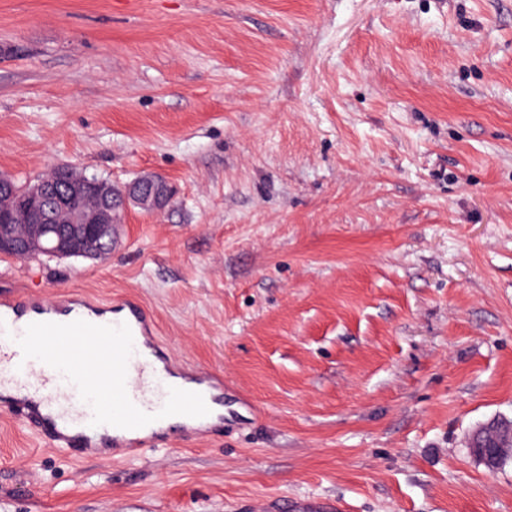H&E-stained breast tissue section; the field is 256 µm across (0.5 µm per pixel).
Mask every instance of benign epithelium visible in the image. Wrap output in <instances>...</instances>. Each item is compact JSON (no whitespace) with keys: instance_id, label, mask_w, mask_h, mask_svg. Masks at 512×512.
Here are the masks:
<instances>
[{"instance_id":"obj_1","label":"benign epithelium","mask_w":512,"mask_h":512,"mask_svg":"<svg viewBox=\"0 0 512 512\" xmlns=\"http://www.w3.org/2000/svg\"><path fill=\"white\" fill-rule=\"evenodd\" d=\"M170 199L169 183L158 176H143L118 188L61 166L21 192L0 174V253L20 259L40 251L99 258L117 242L128 208L157 213ZM468 448L479 463L495 471L501 461L512 458V422L487 421L472 433Z\"/></svg>"}]
</instances>
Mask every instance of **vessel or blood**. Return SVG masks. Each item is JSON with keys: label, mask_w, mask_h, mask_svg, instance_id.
Returning a JSON list of instances; mask_svg holds the SVG:
<instances>
[{"label": "vessel or blood", "mask_w": 512, "mask_h": 512, "mask_svg": "<svg viewBox=\"0 0 512 512\" xmlns=\"http://www.w3.org/2000/svg\"><path fill=\"white\" fill-rule=\"evenodd\" d=\"M152 313L131 298L97 303L0 297V408L71 457L137 459L168 445L167 419L187 438L216 429L224 376L174 381ZM341 512L340 502L270 499L262 512Z\"/></svg>", "instance_id": "vessel-or-blood-1"}]
</instances>
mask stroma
I'll list each match as a JSON object with an SVG mask.
<instances>
[{
  "mask_svg": "<svg viewBox=\"0 0 512 512\" xmlns=\"http://www.w3.org/2000/svg\"><path fill=\"white\" fill-rule=\"evenodd\" d=\"M174 188L0 295L134 294L222 433L72 459L0 412V512H512V0H0V174ZM468 448L479 463L494 472L501 461L512 458V422L500 418L487 421L472 433ZM288 509L292 510L291 512H343L342 504L339 501L324 504L300 500L288 506L279 500L269 499L262 505L263 512H282V510Z\"/></svg>",
  "mask_w": 512,
  "mask_h": 512,
  "instance_id": "35a3bbf8",
  "label": "stroma"
}]
</instances>
